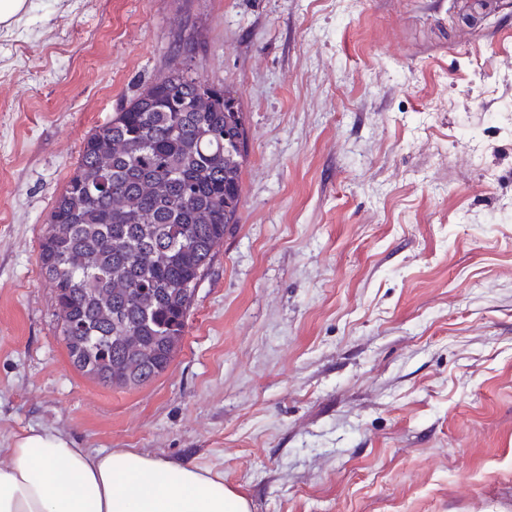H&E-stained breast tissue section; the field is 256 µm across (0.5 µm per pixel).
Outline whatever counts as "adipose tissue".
I'll return each instance as SVG.
<instances>
[{"instance_id":"1","label":"adipose tissue","mask_w":512,"mask_h":512,"mask_svg":"<svg viewBox=\"0 0 512 512\" xmlns=\"http://www.w3.org/2000/svg\"><path fill=\"white\" fill-rule=\"evenodd\" d=\"M5 454L0 512H250L243 495L192 462L91 451L50 430L15 436Z\"/></svg>"}]
</instances>
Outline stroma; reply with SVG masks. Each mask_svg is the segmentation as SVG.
I'll list each match as a JSON object with an SVG mask.
<instances>
[{
    "mask_svg": "<svg viewBox=\"0 0 512 512\" xmlns=\"http://www.w3.org/2000/svg\"><path fill=\"white\" fill-rule=\"evenodd\" d=\"M0 28V448L219 472L251 512H512V0H33ZM248 132L169 367L77 369L39 264L86 138L171 68Z\"/></svg>",
    "mask_w": 512,
    "mask_h": 512,
    "instance_id": "1",
    "label": "stroma"
}]
</instances>
